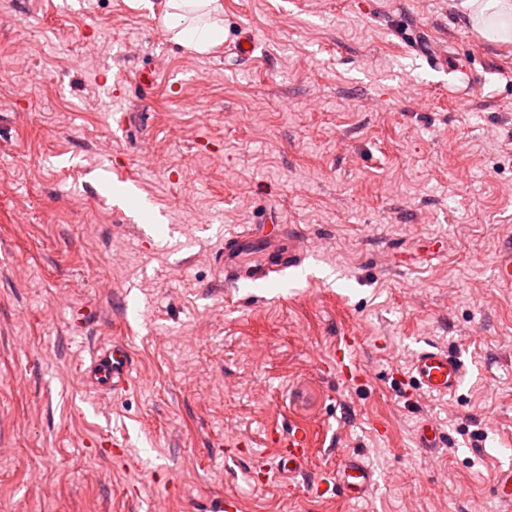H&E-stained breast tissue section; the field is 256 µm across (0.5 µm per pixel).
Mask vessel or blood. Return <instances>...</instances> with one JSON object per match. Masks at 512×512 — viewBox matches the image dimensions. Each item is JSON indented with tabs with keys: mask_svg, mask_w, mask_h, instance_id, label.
<instances>
[{
	"mask_svg": "<svg viewBox=\"0 0 512 512\" xmlns=\"http://www.w3.org/2000/svg\"><path fill=\"white\" fill-rule=\"evenodd\" d=\"M304 255L293 237L280 224H250L243 231L226 236L224 252L220 263L224 268L226 283L236 285L242 282L261 283L268 281L272 274L299 268ZM343 349L337 351L336 362L346 378H354L359 370L351 351L354 337L343 339ZM131 355L127 345L118 341L102 348L91 366L83 372L82 382L91 386L118 391L128 389L130 384ZM410 374L416 390L424 395H448L463 383L466 368L460 357L447 350L431 345L418 349L411 361ZM417 446L432 453L446 447V432L427 419L421 420L416 431ZM277 447V470L285 475L289 483H296L302 475L308 460L310 446L309 431L305 426L296 425L272 439ZM375 483L372 469L360 454L343 455L335 470L321 474L312 481L311 491L317 494L339 489L349 501L363 499ZM497 499L512 505V463L501 465L495 475Z\"/></svg>",
	"mask_w": 512,
	"mask_h": 512,
	"instance_id": "1",
	"label": "vessel or blood"
}]
</instances>
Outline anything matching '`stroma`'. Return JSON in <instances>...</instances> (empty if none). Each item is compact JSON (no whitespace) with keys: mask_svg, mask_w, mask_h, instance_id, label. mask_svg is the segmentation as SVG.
Returning a JSON list of instances; mask_svg holds the SVG:
<instances>
[{"mask_svg":"<svg viewBox=\"0 0 512 512\" xmlns=\"http://www.w3.org/2000/svg\"><path fill=\"white\" fill-rule=\"evenodd\" d=\"M221 2L199 54L167 0H0V512H505L512 40L476 36L461 0ZM431 51L472 69L467 101ZM123 110L147 126L115 136ZM116 161L131 182L101 179ZM267 218L303 267L225 285V234ZM350 333L361 381L336 368ZM116 339L132 388L84 386ZM426 341L461 355L456 392L414 389ZM423 418L449 436L437 454ZM296 422L319 438L309 474L363 455L364 499L251 479ZM223 29L217 25L216 22L203 27H192L180 29L175 39L184 41L193 51L197 53H204L214 46L222 37ZM417 447L428 453H434L438 448H445L448 443L447 433L433 422L422 419L416 431ZM496 498L512 505V463L501 465L495 475Z\"/></svg>","mask_w":512,"mask_h":512,"instance_id":"stroma-1","label":"stroma"}]
</instances>
